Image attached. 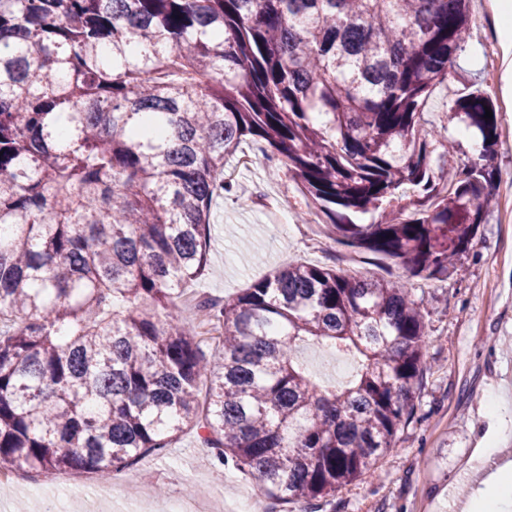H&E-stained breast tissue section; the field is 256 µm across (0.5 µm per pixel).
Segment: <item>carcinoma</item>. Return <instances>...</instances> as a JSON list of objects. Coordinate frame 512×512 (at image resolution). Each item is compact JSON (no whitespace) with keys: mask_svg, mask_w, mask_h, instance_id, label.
Returning a JSON list of instances; mask_svg holds the SVG:
<instances>
[{"mask_svg":"<svg viewBox=\"0 0 512 512\" xmlns=\"http://www.w3.org/2000/svg\"><path fill=\"white\" fill-rule=\"evenodd\" d=\"M469 27L467 0H0V471L107 480L190 429L306 510L367 474L426 371L405 285L292 261L200 303L196 331L173 309L257 139L337 240L448 275L500 124L455 100L482 150L451 177L419 126ZM309 341L357 355L354 380L316 384Z\"/></svg>","mask_w":512,"mask_h":512,"instance_id":"obj_1","label":"carcinoma"}]
</instances>
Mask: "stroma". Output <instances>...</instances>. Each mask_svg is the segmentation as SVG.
Listing matches in <instances>:
<instances>
[{
	"instance_id": "obj_1",
	"label": "stroma",
	"mask_w": 512,
	"mask_h": 512,
	"mask_svg": "<svg viewBox=\"0 0 512 512\" xmlns=\"http://www.w3.org/2000/svg\"><path fill=\"white\" fill-rule=\"evenodd\" d=\"M485 3L469 0L466 49L429 95L421 129L452 139L458 161L474 160L469 141L458 136L465 123L452 106L465 91H485L501 124L492 162L497 203L445 278L426 281L392 260L360 254V273L413 288L425 314L427 370L395 448L322 512H463L479 484L461 471L477 450L494 441L512 451V98L501 91L504 50ZM245 149L252 165L232 168L235 192L212 202L206 271L176 301L188 327L199 299L237 294L292 260L343 271L352 253L327 224L310 223L311 211L290 174L271 176L273 150L266 142ZM200 476L209 485L198 496L200 512H231L238 498L259 486L249 474L215 463L196 433L187 431L164 457L146 458L132 480L112 483V504L122 512L153 497L162 510Z\"/></svg>"
}]
</instances>
